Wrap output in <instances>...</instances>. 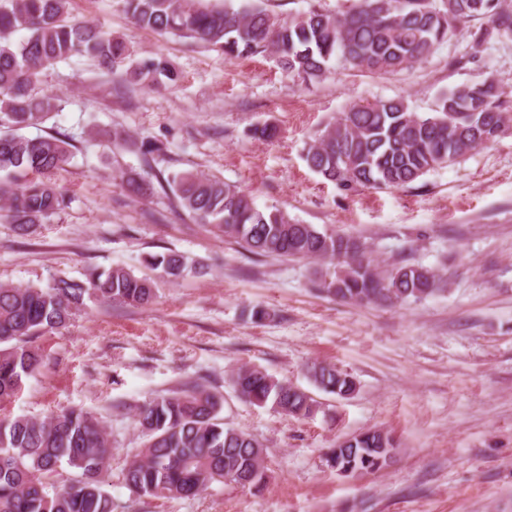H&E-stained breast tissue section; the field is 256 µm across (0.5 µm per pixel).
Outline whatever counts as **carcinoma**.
Listing matches in <instances>:
<instances>
[{
    "mask_svg": "<svg viewBox=\"0 0 512 512\" xmlns=\"http://www.w3.org/2000/svg\"><path fill=\"white\" fill-rule=\"evenodd\" d=\"M131 23L168 35L217 46L228 58L270 55L287 75L319 80L338 58L374 73H396L434 53L459 29L478 21L475 44L512 38V9L505 0H352L344 12L311 8L279 16L263 0H123ZM68 0H0V221L24 237L70 205L53 180L72 156L69 137L58 131L28 137L22 130L58 111L53 96L33 87L45 68L88 57L121 74L123 82L151 93L174 87L180 74L161 52L136 57L127 41L97 25L67 20ZM26 35L15 42L12 36ZM501 80L488 75L444 93L435 112L420 115L402 97L373 104L352 103L326 124L305 154L307 166L343 190L402 188L438 168L464 160L496 139L512 110L502 100ZM164 182L177 205L256 255L322 263L318 286L356 304L394 306L442 290L433 269L404 263L382 268L360 239L320 231L281 209L259 208L234 185L193 170ZM127 189L152 193L144 176L129 177ZM148 266L177 280L195 271L179 252L153 254ZM155 282L116 266L84 281L56 277L44 287L0 284V407L23 379L45 361L41 337L58 333L89 302L150 305ZM313 385L340 398L356 390L354 378L334 365L306 369ZM243 400L277 413L308 419L319 411L311 393L250 365L232 374ZM222 398L199 384L136 407L134 422L144 448L123 471L126 487L139 497L191 498L213 483L251 487L266 475L261 443L224 423ZM397 443L381 429L339 441L328 465L343 474L384 469ZM112 448L101 421L82 409H64L44 419L0 417V512H113L102 472ZM74 470L60 482L62 464Z\"/></svg>",
    "mask_w": 512,
    "mask_h": 512,
    "instance_id": "carcinoma-1",
    "label": "carcinoma"
}]
</instances>
